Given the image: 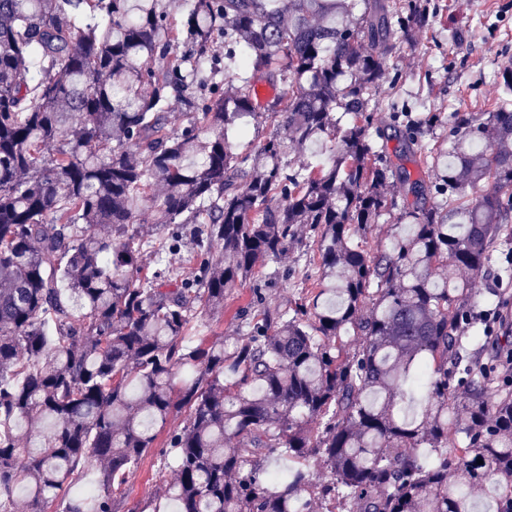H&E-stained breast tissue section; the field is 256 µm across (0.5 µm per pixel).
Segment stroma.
Segmentation results:
<instances>
[{
  "mask_svg": "<svg viewBox=\"0 0 512 512\" xmlns=\"http://www.w3.org/2000/svg\"><path fill=\"white\" fill-rule=\"evenodd\" d=\"M439 9L434 27L416 37L415 43H397L393 50L400 74L399 98L421 119L432 114L484 112L500 95L493 71L512 58V0H433ZM318 254L289 250L253 279L232 288L224 299V313L199 314L190 331V342L239 332L240 314L262 301L264 306L284 307L299 293L318 290ZM486 309L512 324V276L502 275L497 263L480 283ZM165 435H158L136 471L128 478L123 497L127 507L141 508L162 495L158 476Z\"/></svg>",
  "mask_w": 512,
  "mask_h": 512,
  "instance_id": "1",
  "label": "stroma"
}]
</instances>
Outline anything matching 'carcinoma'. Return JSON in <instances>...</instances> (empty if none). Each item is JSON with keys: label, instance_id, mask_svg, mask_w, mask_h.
Wrapping results in <instances>:
<instances>
[{"label": "carcinoma", "instance_id": "carcinoma-1", "mask_svg": "<svg viewBox=\"0 0 512 512\" xmlns=\"http://www.w3.org/2000/svg\"><path fill=\"white\" fill-rule=\"evenodd\" d=\"M188 2L179 19L162 0H0V512H51L91 469L95 493L61 512H118L181 411L160 454L179 512H475L489 494L512 512V380L464 345L509 239L512 103L454 113L430 151L392 100L391 155L377 92L431 0ZM259 117L263 145L234 152L225 133ZM315 144L327 162L290 158ZM187 237L191 277L170 263ZM313 245L319 292L184 344L229 289ZM271 456L295 463L277 488Z\"/></svg>", "mask_w": 512, "mask_h": 512}]
</instances>
